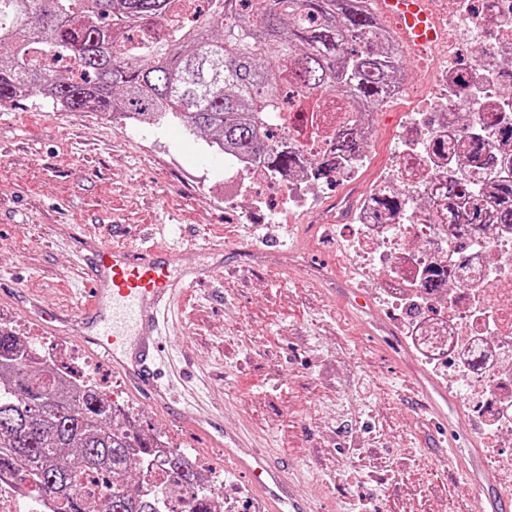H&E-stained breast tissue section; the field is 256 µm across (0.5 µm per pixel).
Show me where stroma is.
<instances>
[{
    "mask_svg": "<svg viewBox=\"0 0 512 512\" xmlns=\"http://www.w3.org/2000/svg\"><path fill=\"white\" fill-rule=\"evenodd\" d=\"M405 110L396 99L380 106L364 183L394 164ZM223 180V155L175 124L65 112L38 95L0 107V328L35 337L56 361H85L139 434H165L223 480L230 512H255L245 479L204 438L132 394L76 339L88 269L60 230L133 249L160 226L188 266L204 261L206 243L223 244L230 272L183 297L168 340L169 352L191 359L174 377L181 390L204 401L221 391L225 429L244 430L300 471L315 512H487L486 493L458 479L400 354L384 341L403 337L401 319L383 307L378 281L357 283L339 259L350 225L326 238L313 231L343 183L320 182L309 211L287 226L268 221L279 198L267 183L252 186L265 206L248 214L225 204ZM266 237L302 251L304 265L275 263ZM316 268L323 277H313ZM357 291L372 302L361 312L351 302ZM43 308L55 327L40 323Z\"/></svg>",
    "mask_w": 512,
    "mask_h": 512,
    "instance_id": "obj_1",
    "label": "stroma"
}]
</instances>
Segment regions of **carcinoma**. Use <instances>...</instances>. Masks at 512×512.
Returning <instances> with one entry per match:
<instances>
[{
	"label": "carcinoma",
	"mask_w": 512,
	"mask_h": 512,
	"mask_svg": "<svg viewBox=\"0 0 512 512\" xmlns=\"http://www.w3.org/2000/svg\"><path fill=\"white\" fill-rule=\"evenodd\" d=\"M365 0H0V105L38 93L67 112L175 123L208 145L257 159L269 175L301 170L319 181L364 153L365 113L386 102L402 54ZM337 104L327 109L328 99ZM339 113L328 151L311 159L277 127L280 114ZM467 167L493 173L487 189L459 186L448 169V223L457 232L512 226V157L479 127L459 137ZM382 213L412 209L410 191H384ZM442 267L424 280L438 292ZM94 383L69 381L21 337L0 330V473L29 474L57 512H215L220 487L202 483L179 448L166 489L144 487L154 459ZM112 482L102 496L82 478Z\"/></svg>",
	"instance_id": "1"
}]
</instances>
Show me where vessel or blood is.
<instances>
[{
    "label": "vessel or blood",
    "mask_w": 512,
    "mask_h": 512,
    "mask_svg": "<svg viewBox=\"0 0 512 512\" xmlns=\"http://www.w3.org/2000/svg\"><path fill=\"white\" fill-rule=\"evenodd\" d=\"M377 11L397 23L407 47L436 41L440 30L434 0H376ZM84 260L93 269L89 299L74 317L79 341L92 353L103 355L115 374L145 392L161 412L174 413L197 433L209 435L217 417L215 405L184 403L173 408L159 337L163 330L175 329L171 317L175 305L189 288L223 274L222 265L186 269L179 263L180 248L151 243L138 252L109 245L88 235L80 244ZM417 392L427 410L438 421H446L454 405L448 391L430 379L417 382ZM242 475L254 494L261 512H308L304 498L287 468L253 445L240 433H224L211 440ZM467 482L491 484L489 512H512V493L496 490V477L484 469L478 457L459 461Z\"/></svg>",
    "instance_id": "1"
}]
</instances>
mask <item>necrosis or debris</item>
Listing matches in <instances>:
<instances>
[{
  "label": "necrosis or debris",
  "mask_w": 512,
  "mask_h": 512,
  "mask_svg": "<svg viewBox=\"0 0 512 512\" xmlns=\"http://www.w3.org/2000/svg\"><path fill=\"white\" fill-rule=\"evenodd\" d=\"M512 15V0H486L474 9L472 0H448L443 24L445 40L426 48L437 58V90L431 98L404 114L411 135L400 151L396 165L379 177L373 189L361 186L359 166L341 168L348 190L336 204L337 211H351L353 233L340 257L350 277L360 280L385 276L383 299L401 310L428 303L438 314L427 321L408 319L405 329L413 334L421 353L442 369L449 384H465L477 402L480 420L490 434L489 447L501 446L503 436L512 435V371L503 353L512 351V289L504 280L512 278V227L495 226L490 235L470 239L465 268L451 266L457 239L443 214L427 211L401 212L383 220L374 206L380 189L402 181L429 199H441L447 183L432 179L431 146L435 138L470 121L493 134L499 117L512 112V96L505 95L497 77L487 70L489 61L512 51V29L502 28L501 17ZM494 28L495 41L483 33ZM468 41L470 63L453 64L456 46ZM266 174L258 164L244 165L235 157L225 159L224 200L235 203L254 181ZM427 235L432 246L426 252L409 248L405 225ZM448 269V291L431 296L420 285L428 267ZM31 508H23L15 474L0 476V512H52L54 501L37 485H29Z\"/></svg>",
  "instance_id": "necrosis-or-debris-1"
}]
</instances>
